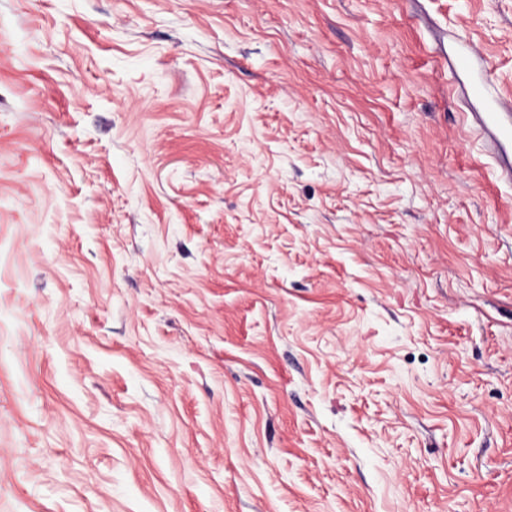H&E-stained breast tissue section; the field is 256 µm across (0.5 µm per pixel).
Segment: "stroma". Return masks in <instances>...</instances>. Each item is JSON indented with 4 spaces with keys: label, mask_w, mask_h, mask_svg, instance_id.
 Here are the masks:
<instances>
[{
    "label": "stroma",
    "mask_w": 512,
    "mask_h": 512,
    "mask_svg": "<svg viewBox=\"0 0 512 512\" xmlns=\"http://www.w3.org/2000/svg\"><path fill=\"white\" fill-rule=\"evenodd\" d=\"M512 0H0V512H512ZM512 105L511 100L497 98L491 105L490 112H482L484 126H492L498 133L499 140L512 145Z\"/></svg>",
    "instance_id": "1"
}]
</instances>
